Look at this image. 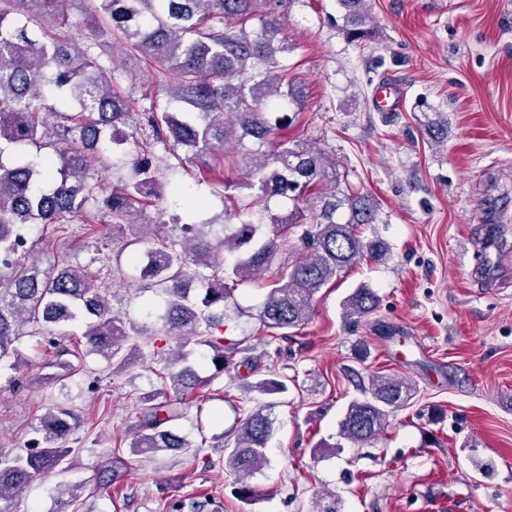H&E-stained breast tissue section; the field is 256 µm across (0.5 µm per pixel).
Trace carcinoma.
Returning a JSON list of instances; mask_svg holds the SVG:
<instances>
[{
	"instance_id": "carcinoma-1",
	"label": "carcinoma",
	"mask_w": 512,
	"mask_h": 512,
	"mask_svg": "<svg viewBox=\"0 0 512 512\" xmlns=\"http://www.w3.org/2000/svg\"><path fill=\"white\" fill-rule=\"evenodd\" d=\"M11 2L21 13L54 21L56 28L38 36L0 10V359L26 335L22 325L42 328L79 318L85 323V354L113 359L130 337L150 334L147 327H128L113 316L108 296L84 270L63 264L46 271L18 263L16 255L28 252L32 226L81 217L100 193L103 216L134 214L136 205L155 193L157 178L147 156L113 153V146L127 142L124 127L134 119V101L114 81L99 43L78 47L62 31L71 0ZM338 2L345 10L347 35L365 40L371 22L365 0ZM279 6L278 0H99L105 23L100 33H121L131 52L157 71L161 100L144 113L153 139L194 156L232 136L250 139L257 145L246 170L254 205L277 196L298 202L329 177L332 166L320 147L275 139L287 113L298 111L304 98L302 84L283 63L292 45L275 16ZM251 21L257 24L253 32L246 29ZM49 115L56 121L48 122ZM45 139L53 144L54 157L26 152ZM112 159L131 165L134 176L108 192L88 177V167L94 161L108 167ZM341 208L348 210L343 222L336 220ZM376 217L373 199L355 192L321 197L320 211L310 222L297 209L270 216L272 236L263 240L260 225L249 220L228 232L207 222L182 225L181 240L165 238L131 258L141 266V277L160 286L151 311L160 323L152 337L154 351L164 354L168 338L176 337L203 349L210 364L221 361L216 372L229 369L238 352L237 342L224 336L230 284L271 267L277 238L291 224L304 226L305 255L288 267L284 283L268 290L258 321L268 333L305 325L320 288L366 258L386 257L382 241L358 232ZM193 281L201 285L194 299ZM377 304L376 292L360 284L342 302L344 317L356 322ZM184 360L182 352L167 360L170 371L161 379L169 385L138 398L128 426L132 454L156 457L193 447L174 429L187 413L184 397L200 382L194 368H177ZM247 388L281 395L288 391V377L272 372ZM360 393L340 421V435L354 444L381 434L391 414L409 407L416 390L406 379L377 373ZM269 407L273 404L248 411L231 427L234 445L227 449L225 467L235 476L234 494L244 504L254 494L247 480L268 463L274 424ZM71 419L68 410L48 411L34 427L43 446L0 450L1 503L18 496L36 476L65 464L72 453L65 446ZM124 465V458L112 454L101 465V485L110 484ZM163 512H224V503L207 495H173L164 501Z\"/></svg>"
}]
</instances>
